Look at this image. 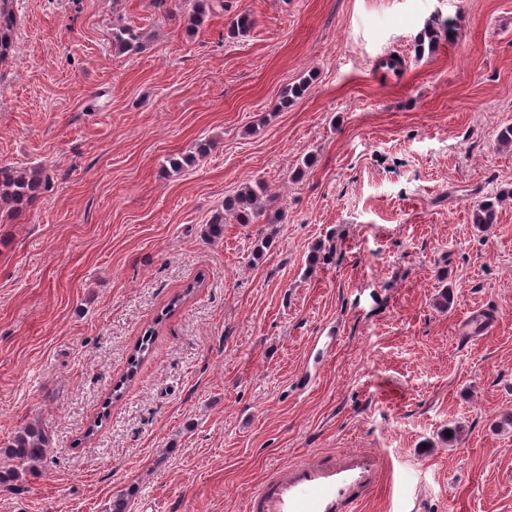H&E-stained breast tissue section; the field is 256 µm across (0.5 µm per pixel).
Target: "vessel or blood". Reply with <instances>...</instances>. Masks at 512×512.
<instances>
[{"label": "vessel or blood", "instance_id": "1", "mask_svg": "<svg viewBox=\"0 0 512 512\" xmlns=\"http://www.w3.org/2000/svg\"><path fill=\"white\" fill-rule=\"evenodd\" d=\"M384 466L379 454L353 449L295 460L248 494L245 512H359L381 483Z\"/></svg>", "mask_w": 512, "mask_h": 512}]
</instances>
